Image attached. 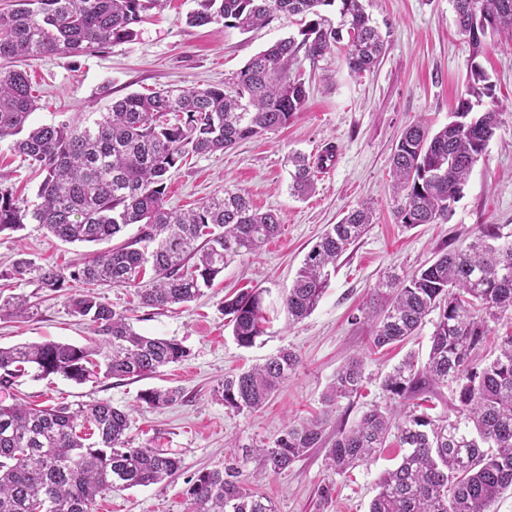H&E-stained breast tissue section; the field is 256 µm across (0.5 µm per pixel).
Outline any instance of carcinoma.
<instances>
[{
	"label": "carcinoma",
	"instance_id": "obj_1",
	"mask_svg": "<svg viewBox=\"0 0 512 512\" xmlns=\"http://www.w3.org/2000/svg\"><path fill=\"white\" fill-rule=\"evenodd\" d=\"M340 2V26L322 8ZM459 32L471 48L469 80L449 121L436 131L415 122L397 142L392 158V191L399 201L397 221L407 228L437 224L452 215L474 166L501 123L493 85L476 62L485 38L512 33V0H452ZM159 0H13L0 11V143L23 156L43 179L39 202L31 204L5 185L0 174V233L40 224L66 243H100L139 225L135 237L92 254L64 270L17 259L0 269L7 285L32 275L50 292L73 289L72 316L95 326L84 345L62 342L0 347V386L35 370L77 383L101 376H149L187 360L177 340L138 333L130 318L94 291L99 284L137 288L143 308L186 304L214 284L235 257L255 254L279 231L280 212L256 210L249 197L231 188L188 210L166 205L172 170L188 155L207 156L287 126L308 99L305 83L293 78L288 63L303 49L316 60L344 44L353 73L376 67L386 43L366 13L363 0H204L189 22L204 26L220 20L243 32L283 14L306 19L293 36L253 56L237 75L232 91L224 85L163 88L148 95L130 93L112 102L89 124L30 123L36 110L26 74L9 67L17 60L52 54L83 55L127 42L134 25ZM491 105L484 106V99ZM330 145L312 163L288 156L291 188L305 193L315 171L333 161ZM372 224L363 205L331 224L305 255L288 288L284 306L297 323L317 307L348 246ZM152 272L148 283L140 277ZM382 318L371 344L383 349L433 324L427 362L413 357L390 371L383 388L400 406L365 413L342 430L326 451L338 475L383 453L396 438L400 461L379 477L369 512H491V504L512 489V332L494 337V355L484 354L489 322L512 316V240L500 225L482 224L466 250H444L437 259L403 278L385 283ZM33 304L23 295L0 300V315L24 319ZM221 311L231 317L241 347L262 334V291L226 297ZM298 355L284 349L224 377L214 389L235 411L260 408L288 379ZM363 361L343 365L325 402L358 392ZM455 386L454 419L434 418L409 408L410 401L435 387ZM178 391L148 389L140 395L160 408ZM129 414L105 401L74 410L68 405L33 408L0 404V512H95L97 498L114 488L158 484L181 468V460L153 448H133L126 439ZM323 422L288 424L271 443L245 447L222 470L200 472L189 489L192 512H275L273 502L242 479L243 468L281 474L322 441Z\"/></svg>",
	"mask_w": 512,
	"mask_h": 512
}]
</instances>
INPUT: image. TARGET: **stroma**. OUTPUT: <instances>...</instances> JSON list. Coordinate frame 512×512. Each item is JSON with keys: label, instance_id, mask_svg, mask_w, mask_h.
Segmentation results:
<instances>
[{"label": "stroma", "instance_id": "1", "mask_svg": "<svg viewBox=\"0 0 512 512\" xmlns=\"http://www.w3.org/2000/svg\"><path fill=\"white\" fill-rule=\"evenodd\" d=\"M364 5L387 41V52L374 69L352 74L342 54L314 61L298 53L290 72L305 83L308 99L288 126L221 153L189 157L168 184L167 205L176 209L194 207L227 186L239 190L259 210L282 214L278 236L259 253L228 263L212 288L184 305L142 308L133 288L104 290L116 310L132 316L137 332L176 339L189 358L149 377L78 384L58 375L28 374L0 388V401L17 398L38 407L109 402L129 411L133 446L159 448L181 459L180 471L171 478L105 493L95 512H192L188 490L198 471L223 468L242 447L271 443L288 423L313 417L325 422L321 447L279 475L258 471L252 463L244 468L250 487L270 498L276 512H368L380 474L395 464L398 450L392 446L339 476L327 467L325 453L338 430L353 427L372 408L389 406L382 383L395 365L410 354L418 363L427 360L429 323L400 345L369 353L377 288L428 266L442 247H466L478 225L501 224L512 232V37L487 38L480 58L503 106L502 124L474 167L454 215L441 224L408 229L394 214L393 149L412 122L424 120L435 128L447 123L465 90L470 48L457 32L452 0H364ZM200 8L201 0H161L137 24L131 41L81 56L17 62L38 99L31 122L91 120L133 92L232 82L255 54L302 26L300 18L285 15L247 33L220 22L190 25L189 16ZM329 144L336 147L334 165L318 172L310 194L293 196L289 154L313 160ZM363 204L374 211L368 231L339 258L312 314L289 323L284 294L305 255L327 225ZM96 250L93 244L62 242L37 224L0 233V267L21 256L38 265L69 266ZM251 288L263 292L267 321L254 345L244 348L220 306L224 297ZM10 291L28 296L35 314L0 320V346L83 345L91 338L90 326L70 315L66 293L47 295L28 278L13 281ZM285 348L295 351L300 362L263 407L237 413L215 397L213 390L225 375ZM354 356L364 359L362 390L327 404L324 397L337 370ZM150 388H176L180 395L154 409L138 400ZM327 485L333 493L324 505L318 492Z\"/></svg>", "mask_w": 512, "mask_h": 512}]
</instances>
